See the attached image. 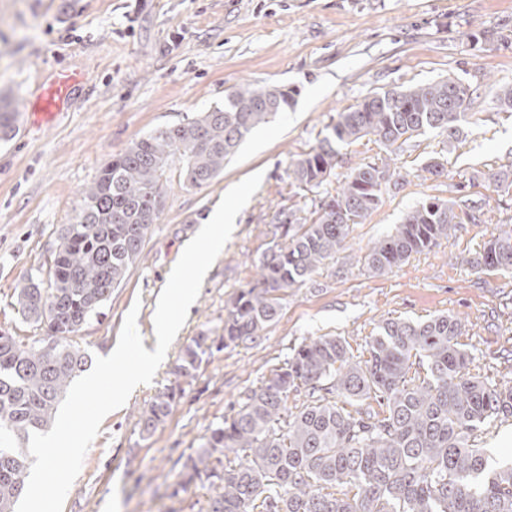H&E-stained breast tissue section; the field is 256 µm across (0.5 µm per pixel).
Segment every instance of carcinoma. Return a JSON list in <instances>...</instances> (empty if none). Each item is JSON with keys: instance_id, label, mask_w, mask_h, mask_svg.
Here are the masks:
<instances>
[{"instance_id": "1", "label": "carcinoma", "mask_w": 512, "mask_h": 512, "mask_svg": "<svg viewBox=\"0 0 512 512\" xmlns=\"http://www.w3.org/2000/svg\"><path fill=\"white\" fill-rule=\"evenodd\" d=\"M293 101L281 86L241 87L224 106L131 142L82 192L75 222L62 225L47 259V278L31 276L14 291L19 312L45 335L24 342L0 331V512H15L31 464L30 435L54 422L75 374L88 365L79 333L139 261L165 209L172 166L186 186L208 185L253 129ZM473 104L470 87L450 77L376 92L338 113L329 135L290 163L294 182L321 187L336 175L339 145L366 136L387 157L343 175L336 195L310 216L278 212L277 241L259 261L255 284L233 299L224 335L194 337L175 376L192 378L214 353L261 342L283 294L312 281L345 249L352 226L378 208L394 176L391 155L429 132L453 147ZM16 117L1 96L0 139L12 135ZM474 180L507 195L512 166ZM460 223L454 200L429 197L373 243L364 264L376 274L391 271ZM472 266L511 272L512 227L496 228ZM466 334L461 318L438 315L387 320L357 354L336 336L303 341L211 429L183 464L173 495L204 475L219 488L206 512H512V464L497 466L475 447L482 427L512 417V385L471 373ZM301 391V404L288 408L289 395ZM183 393L179 383L159 393L140 415L142 432L152 433Z\"/></svg>"}]
</instances>
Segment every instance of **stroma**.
Wrapping results in <instances>:
<instances>
[{
  "instance_id": "obj_1",
  "label": "stroma",
  "mask_w": 512,
  "mask_h": 512,
  "mask_svg": "<svg viewBox=\"0 0 512 512\" xmlns=\"http://www.w3.org/2000/svg\"><path fill=\"white\" fill-rule=\"evenodd\" d=\"M57 72L83 81L45 122L34 114L33 91ZM449 76L481 94L466 137L451 150L430 133L394 156L399 185L354 226L346 250L316 274V287L285 295L262 342L203 362L165 421L142 437L140 414L173 382L181 350L199 333L222 335L232 300L254 283L279 210L305 217L335 192L334 180L313 191L298 187L288 176L292 158L316 148L337 114L364 97ZM246 83L286 86L295 102L253 130L209 185L169 183L139 261L104 317L81 332L90 356L109 355L134 308L143 345L152 348L157 299L185 244L227 190L261 173L153 381L104 418L63 512H205L215 488L202 477L178 490L185 461L310 337L338 336L355 347L383 320L453 314L467 322L476 372L512 381V361L502 355L512 343V274L470 265L496 227L512 225V195L470 182L476 172L512 164V114L496 105L500 88L512 87V0H0V94L18 107L15 137L0 141V328L40 335L19 314L14 290L39 275L82 191L113 157L156 127L223 105ZM432 157L444 159L445 176L420 178ZM430 196L453 199L465 212L481 204L480 223L457 225L392 272L369 273L368 245Z\"/></svg>"
}]
</instances>
